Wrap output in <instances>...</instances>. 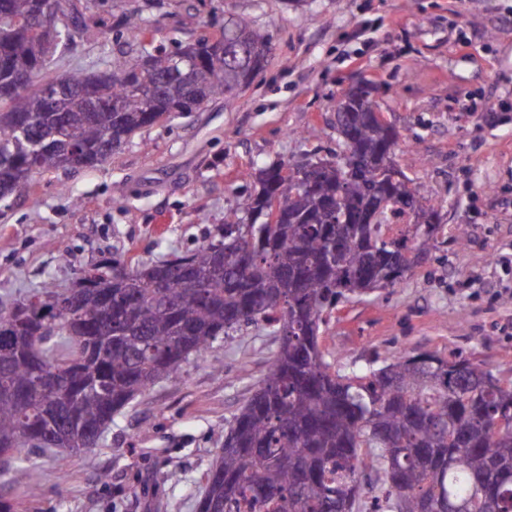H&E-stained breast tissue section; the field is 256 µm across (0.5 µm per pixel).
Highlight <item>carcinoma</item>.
I'll return each instance as SVG.
<instances>
[{
    "instance_id": "cac0c4a2",
    "label": "carcinoma",
    "mask_w": 512,
    "mask_h": 512,
    "mask_svg": "<svg viewBox=\"0 0 512 512\" xmlns=\"http://www.w3.org/2000/svg\"><path fill=\"white\" fill-rule=\"evenodd\" d=\"M43 0H0V196L37 173L91 168L177 107L229 102L264 69L271 37L245 19L174 51L158 48L99 73H48L50 46L29 20ZM110 0L66 12L89 35ZM57 90L47 107L46 90ZM372 81L344 93L339 154L313 185L294 189L292 164L258 169L245 223L217 226L190 252L159 262L106 259L77 287L45 284L0 304V447L46 448L90 461L112 417L222 336L262 325L280 344L265 377L220 438L198 512H512V382L459 355L398 357L351 375L332 369L322 312L349 295L395 286L429 253L437 212L395 170L399 132L372 117ZM397 171L399 178L391 179ZM393 200L386 224L361 217ZM411 214V234L389 237ZM30 492L34 471L0 474Z\"/></svg>"
}]
</instances>
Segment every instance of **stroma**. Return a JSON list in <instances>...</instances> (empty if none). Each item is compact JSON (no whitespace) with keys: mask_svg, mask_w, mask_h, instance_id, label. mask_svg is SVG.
Here are the masks:
<instances>
[{"mask_svg":"<svg viewBox=\"0 0 512 512\" xmlns=\"http://www.w3.org/2000/svg\"><path fill=\"white\" fill-rule=\"evenodd\" d=\"M147 49L212 36L229 18L267 30L266 68L232 101L177 113L102 165L38 174L0 210V302L121 252L157 261L233 219L250 171L339 149L336 101L359 80L401 134L396 164L432 196L428 258L395 286L327 310L320 346L344 372L404 355L457 353L512 381V0H127ZM55 57L56 73H95L129 50L116 16ZM123 187L116 197L115 187ZM224 371L193 356L116 414L93 465L28 448L29 494L0 482L14 512H197L217 436L277 348L260 325L220 340Z\"/></svg>","mask_w":512,"mask_h":512,"instance_id":"1","label":"stroma"}]
</instances>
